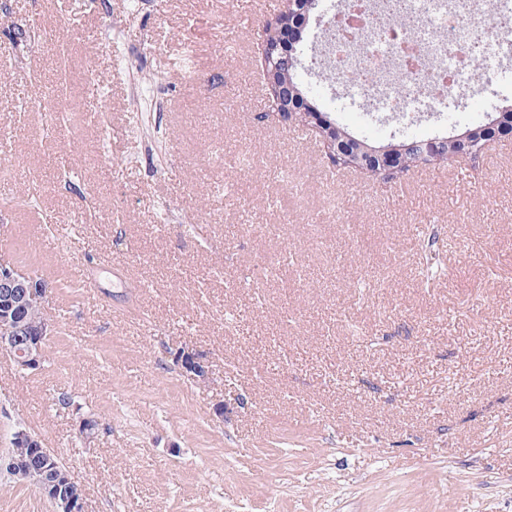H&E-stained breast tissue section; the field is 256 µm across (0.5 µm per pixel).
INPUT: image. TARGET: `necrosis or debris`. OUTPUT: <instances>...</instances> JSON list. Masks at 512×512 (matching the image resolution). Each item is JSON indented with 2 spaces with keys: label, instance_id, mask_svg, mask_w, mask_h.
<instances>
[{
  "label": "necrosis or debris",
  "instance_id": "necrosis-or-debris-1",
  "mask_svg": "<svg viewBox=\"0 0 512 512\" xmlns=\"http://www.w3.org/2000/svg\"><path fill=\"white\" fill-rule=\"evenodd\" d=\"M362 0L354 23L325 27L319 55L333 67L344 65L339 81L356 96L371 94L385 112L413 115L437 111L448 98L471 97L477 74L494 77L512 66V0H493L503 22L480 27L481 0H471L460 14L453 0H407L403 23ZM480 43L481 70H474L469 47Z\"/></svg>",
  "mask_w": 512,
  "mask_h": 512
}]
</instances>
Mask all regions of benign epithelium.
<instances>
[{"label": "benign epithelium", "instance_id": "1", "mask_svg": "<svg viewBox=\"0 0 512 512\" xmlns=\"http://www.w3.org/2000/svg\"><path fill=\"white\" fill-rule=\"evenodd\" d=\"M319 5V0H286L284 11L275 19L273 26L279 29L280 40L274 47L262 45V51H270L289 64L298 65L297 35L302 32L310 12ZM291 123H305L318 132L329 123L328 114L308 111L307 104H296L288 113H272ZM442 141L437 139L415 141L411 145L369 146L366 154L359 158L364 170L376 169L384 175L399 173L400 154L413 148L421 156H431L441 150ZM47 289L42 287L38 276L25 274L14 267H0V352L9 357L13 367L19 371H34L43 366L46 342L56 329L55 324L43 319L39 322H25L18 315L24 306L44 307ZM174 362L188 377L199 384L210 379V365L207 356L201 352L179 348L173 353ZM79 432L87 442L95 441L101 431L100 423L92 417L79 420ZM14 447L20 452L0 457V470L15 480L27 484L49 496L54 512H86L84 491L65 468L52 461L53 454L41 439L31 432L19 428L13 433Z\"/></svg>", "mask_w": 512, "mask_h": 512}]
</instances>
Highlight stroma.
Returning a JSON list of instances; mask_svg holds the SVG:
<instances>
[{
	"label": "stroma",
	"mask_w": 512,
	"mask_h": 512,
	"mask_svg": "<svg viewBox=\"0 0 512 512\" xmlns=\"http://www.w3.org/2000/svg\"><path fill=\"white\" fill-rule=\"evenodd\" d=\"M6 2L0 243L49 282L56 333L39 371L0 354V454L28 428L86 512H512V138L324 178L318 135L265 115L282 0ZM316 72L304 54L310 97L375 146L512 105L511 75L449 118L376 121ZM0 512L53 508L0 474ZM173 360L183 373L198 384H206L209 381L210 361L205 354L182 347L173 353Z\"/></svg>",
	"instance_id": "stroma-1"
}]
</instances>
